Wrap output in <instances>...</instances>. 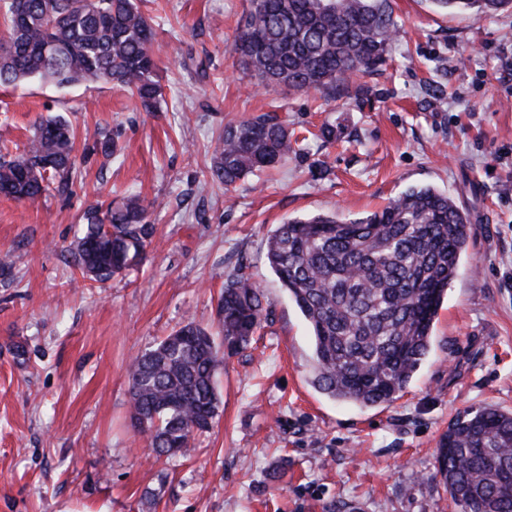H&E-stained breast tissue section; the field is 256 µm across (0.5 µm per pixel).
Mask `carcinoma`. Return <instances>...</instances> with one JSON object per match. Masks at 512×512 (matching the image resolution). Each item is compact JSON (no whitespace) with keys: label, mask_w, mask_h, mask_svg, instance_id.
I'll return each instance as SVG.
<instances>
[{"label":"carcinoma","mask_w":512,"mask_h":512,"mask_svg":"<svg viewBox=\"0 0 512 512\" xmlns=\"http://www.w3.org/2000/svg\"><path fill=\"white\" fill-rule=\"evenodd\" d=\"M474 17L512 10V0H431ZM155 18L137 0H5L0 85L32 78L58 85L118 80L141 107L163 98ZM401 25L387 0H249L234 41L257 86L330 90L386 63ZM275 105L224 127L210 168L225 191L299 151ZM90 149L116 146L96 129ZM76 172V135L61 116L39 119L15 153L0 152V195L34 201L65 189ZM148 206L125 196L86 216L68 246L82 277L105 282L139 263L154 234ZM470 220L447 194L411 186L382 210L344 222L291 218L272 232L267 258L313 331V384L327 397L367 408L397 398L421 368L433 321L467 250ZM263 294L243 275L224 282L217 318L224 343L245 348L261 328ZM223 356L192 320L129 368L131 420L155 454L185 455L219 409ZM437 474L461 512H512V413L458 414L439 442Z\"/></svg>","instance_id":"1"}]
</instances>
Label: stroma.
<instances>
[{"instance_id": "stroma-1", "label": "stroma", "mask_w": 512, "mask_h": 512, "mask_svg": "<svg viewBox=\"0 0 512 512\" xmlns=\"http://www.w3.org/2000/svg\"><path fill=\"white\" fill-rule=\"evenodd\" d=\"M389 5L403 24L390 64L335 101L253 91L232 49L248 0H148L155 111L117 81L0 87V146L59 115L118 148L86 157L66 192L0 196V512H458L436 473L442 434L468 408L512 411V11ZM279 104L300 153L229 192L211 182L225 126ZM410 186L448 193L472 222L431 351L392 402L330 400L310 383L312 331L267 239L295 217H365ZM130 193L155 226L143 262L82 278L67 246L88 212ZM240 273L263 292V329L225 352L213 428L155 460L131 425L129 366L186 319L215 328Z\"/></svg>"}]
</instances>
